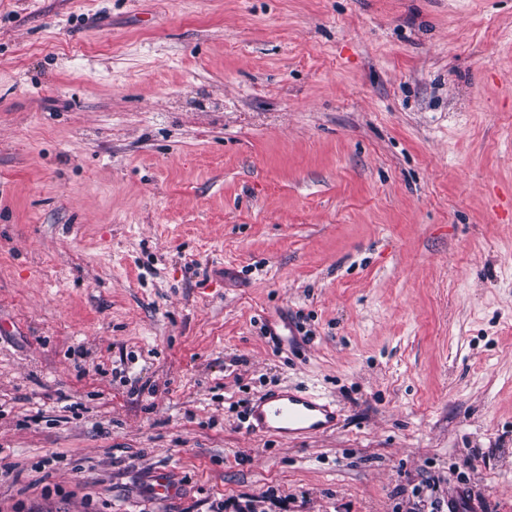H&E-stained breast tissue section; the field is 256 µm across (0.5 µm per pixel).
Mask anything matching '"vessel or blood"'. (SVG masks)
Segmentation results:
<instances>
[{"instance_id": "obj_1", "label": "vessel or blood", "mask_w": 512, "mask_h": 512, "mask_svg": "<svg viewBox=\"0 0 512 512\" xmlns=\"http://www.w3.org/2000/svg\"><path fill=\"white\" fill-rule=\"evenodd\" d=\"M340 411L322 394L290 387L274 388L256 396L248 406L247 429L257 435L311 438L335 430Z\"/></svg>"}]
</instances>
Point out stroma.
Instances as JSON below:
<instances>
[{"label": "stroma", "instance_id": "1", "mask_svg": "<svg viewBox=\"0 0 512 512\" xmlns=\"http://www.w3.org/2000/svg\"><path fill=\"white\" fill-rule=\"evenodd\" d=\"M284 385L338 429L248 433ZM460 487L512 512V0H0V512Z\"/></svg>", "mask_w": 512, "mask_h": 512}]
</instances>
